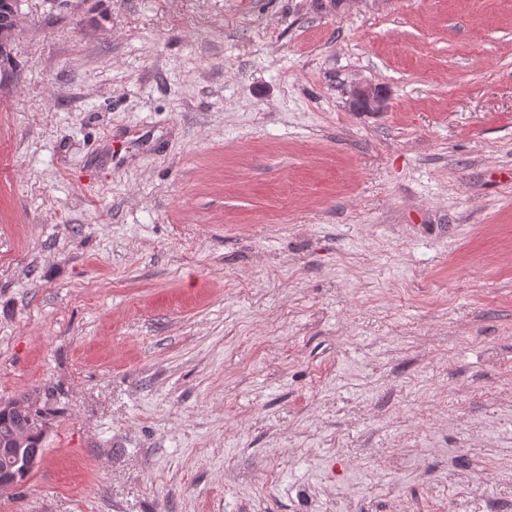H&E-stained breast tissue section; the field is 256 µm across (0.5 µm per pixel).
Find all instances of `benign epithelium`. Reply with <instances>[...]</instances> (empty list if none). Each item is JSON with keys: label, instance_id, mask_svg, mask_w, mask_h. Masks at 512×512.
<instances>
[{"label": "benign epithelium", "instance_id": "obj_1", "mask_svg": "<svg viewBox=\"0 0 512 512\" xmlns=\"http://www.w3.org/2000/svg\"><path fill=\"white\" fill-rule=\"evenodd\" d=\"M386 95L378 86L357 85L350 93L349 106L354 112H381L386 106ZM0 409L14 416V430L7 439L8 447L0 448V492L16 487L17 470L30 472L41 465L42 445L33 441L36 430L31 407L23 401H1Z\"/></svg>", "mask_w": 512, "mask_h": 512}]
</instances>
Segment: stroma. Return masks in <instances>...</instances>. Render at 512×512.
Here are the masks:
<instances>
[{"mask_svg":"<svg viewBox=\"0 0 512 512\" xmlns=\"http://www.w3.org/2000/svg\"><path fill=\"white\" fill-rule=\"evenodd\" d=\"M15 20L0 512H512V0ZM386 101V95L380 87L364 84L353 87L349 106L355 112H381ZM0 409L12 412L14 416V430L6 441L8 448H0V465L3 466L0 475L2 493L16 487L17 470L30 472L41 465L43 448L41 443L33 441L37 429L32 417L34 419V416L43 412L35 408L31 417L32 408L23 401H1Z\"/></svg>","mask_w":512,"mask_h":512,"instance_id":"1","label":"stroma"}]
</instances>
